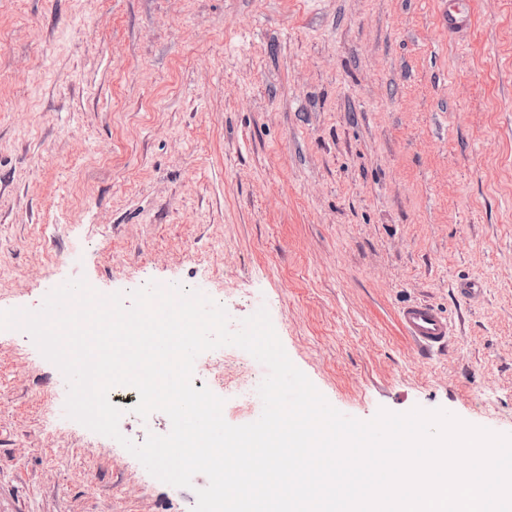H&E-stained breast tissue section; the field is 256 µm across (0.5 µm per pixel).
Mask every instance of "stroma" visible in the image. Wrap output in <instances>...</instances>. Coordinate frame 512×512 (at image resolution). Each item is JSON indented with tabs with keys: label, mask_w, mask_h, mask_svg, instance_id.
<instances>
[{
	"label": "stroma",
	"mask_w": 512,
	"mask_h": 512,
	"mask_svg": "<svg viewBox=\"0 0 512 512\" xmlns=\"http://www.w3.org/2000/svg\"><path fill=\"white\" fill-rule=\"evenodd\" d=\"M0 0V310L73 279L267 308L329 403L512 434V0ZM478 282V295L460 288ZM450 324L419 354L400 309ZM229 388L264 365L223 349ZM0 329V512H192Z\"/></svg>",
	"instance_id": "obj_1"
}]
</instances>
